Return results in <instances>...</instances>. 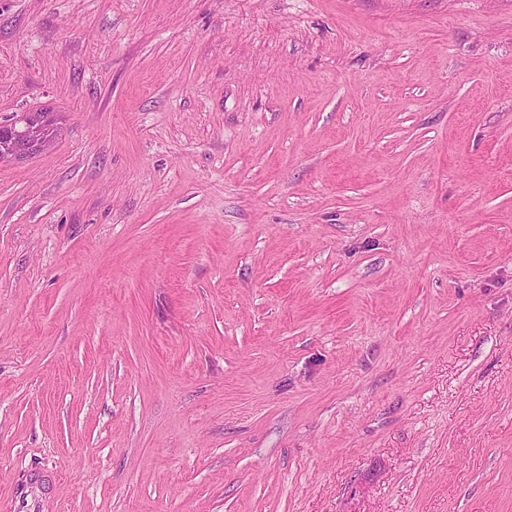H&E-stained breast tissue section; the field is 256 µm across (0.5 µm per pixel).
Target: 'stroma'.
<instances>
[{
	"mask_svg": "<svg viewBox=\"0 0 512 512\" xmlns=\"http://www.w3.org/2000/svg\"><path fill=\"white\" fill-rule=\"evenodd\" d=\"M0 512H512V0H0ZM47 114L17 112L12 121L0 123V162L23 161L37 151L49 136Z\"/></svg>",
	"mask_w": 512,
	"mask_h": 512,
	"instance_id": "stroma-1",
	"label": "stroma"
}]
</instances>
